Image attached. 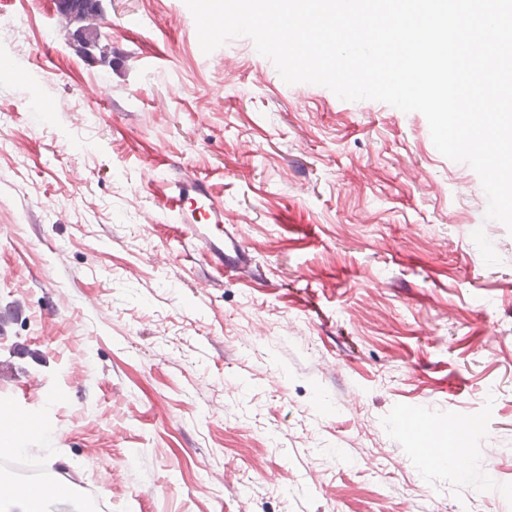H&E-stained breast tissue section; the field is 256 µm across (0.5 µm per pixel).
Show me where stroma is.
<instances>
[{"mask_svg": "<svg viewBox=\"0 0 512 512\" xmlns=\"http://www.w3.org/2000/svg\"><path fill=\"white\" fill-rule=\"evenodd\" d=\"M0 11V402L48 424L54 512H512V233L422 113L246 36L215 67L184 0H100L89 47L51 0ZM178 180L253 279L214 225L183 251ZM451 443L464 470L420 455ZM195 197L190 196L179 188L178 192L169 196L165 202V207L175 220H182L188 224H221V211L215 205L213 197L209 194L206 187L196 186ZM190 212L192 220H186L184 215ZM220 214V218H218ZM215 218L213 221L212 218ZM253 265L241 245L238 237L230 232H225L224 238V275L239 279L246 277Z\"/></svg>", "mask_w": 512, "mask_h": 512, "instance_id": "1", "label": "stroma"}]
</instances>
